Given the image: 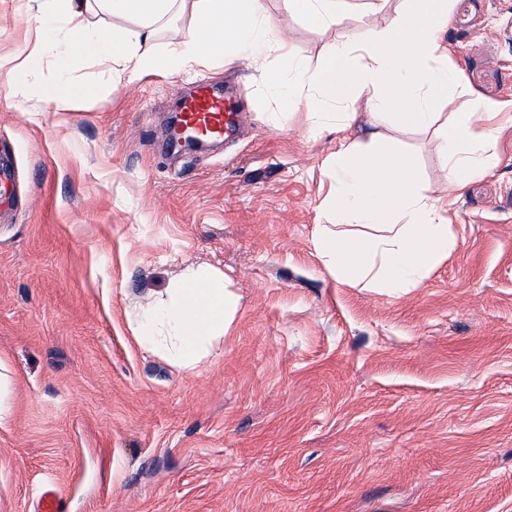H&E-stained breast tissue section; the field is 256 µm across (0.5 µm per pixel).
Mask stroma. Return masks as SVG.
<instances>
[{
    "instance_id": "stroma-1",
    "label": "stroma",
    "mask_w": 512,
    "mask_h": 512,
    "mask_svg": "<svg viewBox=\"0 0 512 512\" xmlns=\"http://www.w3.org/2000/svg\"><path fill=\"white\" fill-rule=\"evenodd\" d=\"M274 35L317 67L382 17L318 29L266 0ZM38 26L0 0V167L21 204L0 214V512H512V0H455L446 39L470 100L503 121L499 165L452 206L458 249L396 296L337 287L313 246L334 136L306 131L256 65L120 83L74 58L93 94L42 100L49 61L11 71ZM233 90L239 136L164 148L175 93ZM398 138L439 185L432 134ZM224 272L239 310L180 369L131 329L187 267Z\"/></svg>"
}]
</instances>
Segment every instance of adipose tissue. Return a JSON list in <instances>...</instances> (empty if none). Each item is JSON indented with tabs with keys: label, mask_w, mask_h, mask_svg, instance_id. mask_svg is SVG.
<instances>
[{
	"label": "adipose tissue",
	"mask_w": 512,
	"mask_h": 512,
	"mask_svg": "<svg viewBox=\"0 0 512 512\" xmlns=\"http://www.w3.org/2000/svg\"><path fill=\"white\" fill-rule=\"evenodd\" d=\"M283 10L315 27L349 18L384 16L364 42H336L321 64H290L287 74L266 72L265 82L284 108H303L311 133L336 136V149L322 166L329 189L325 207L336 230L318 225L314 248L338 284L366 283L400 295L424 282L457 249L448 217L449 200L500 161L497 115L475 103L473 111L441 117L436 107L459 71L448 60L443 34L451 0H402L386 13L387 0H280ZM43 36L23 61L32 68L53 58L55 77L41 97L65 102L78 88L71 80V53L108 62L114 81L146 73L166 75L221 62L281 58L288 43L272 38L265 0H28ZM192 24L182 42L160 51L161 24L181 11ZM129 19L112 30L97 17ZM359 91L361 103L350 94ZM433 132L443 183L426 184L413 158L397 147V131ZM237 296L222 272L188 270L149 305L134 327L141 347L191 370L227 332Z\"/></svg>",
	"instance_id": "obj_1"
}]
</instances>
